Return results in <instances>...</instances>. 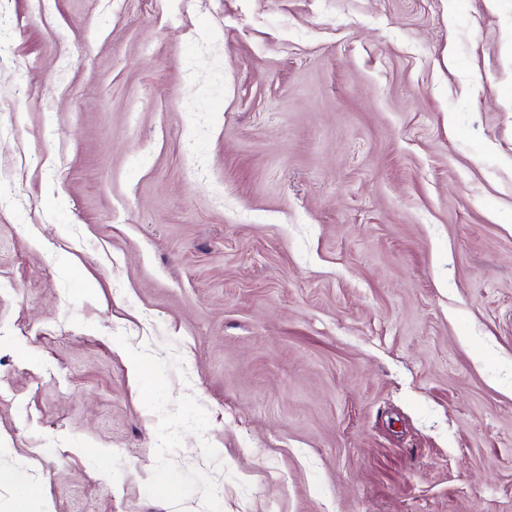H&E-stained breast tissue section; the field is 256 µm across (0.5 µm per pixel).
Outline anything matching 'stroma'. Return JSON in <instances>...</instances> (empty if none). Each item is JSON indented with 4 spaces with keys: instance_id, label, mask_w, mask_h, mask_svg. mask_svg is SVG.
<instances>
[{
    "instance_id": "35a3bbf8",
    "label": "stroma",
    "mask_w": 512,
    "mask_h": 512,
    "mask_svg": "<svg viewBox=\"0 0 512 512\" xmlns=\"http://www.w3.org/2000/svg\"><path fill=\"white\" fill-rule=\"evenodd\" d=\"M0 38V512H512V0Z\"/></svg>"
}]
</instances>
